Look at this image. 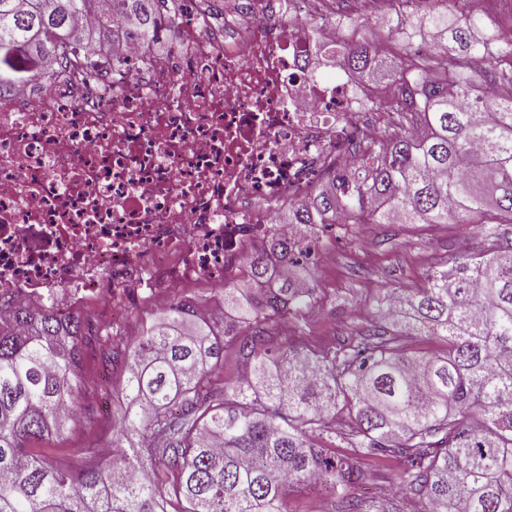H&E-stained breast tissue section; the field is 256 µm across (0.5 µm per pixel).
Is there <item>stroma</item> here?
<instances>
[{
	"mask_svg": "<svg viewBox=\"0 0 512 512\" xmlns=\"http://www.w3.org/2000/svg\"><path fill=\"white\" fill-rule=\"evenodd\" d=\"M311 13L329 29H336L339 39L348 30L337 26V15L362 21L373 29L378 44L386 46L389 64L398 61L390 52L391 38L379 30L364 0H312ZM488 247L485 227L481 224H348L340 238H327L309 261V279L318 296V318L308 320L302 344L305 350L326 352L352 336L371 319L375 299L384 290L423 287L433 266L454 263L461 256L479 254ZM83 386L96 397L94 410L53 440L43 441L49 459L72 474L109 460L112 445V421L109 410L118 408L123 399L125 377L121 366L105 371L96 349L85 350L82 359ZM348 415L338 420L339 433L320 441L325 453L358 457L349 437ZM362 480L357 494L376 497L388 503L391 512H415L408 497L393 495L403 465L392 458L358 457Z\"/></svg>",
	"mask_w": 512,
	"mask_h": 512,
	"instance_id": "stroma-1",
	"label": "stroma"
}]
</instances>
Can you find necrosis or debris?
I'll list each match as a JSON object with an SVG mask.
<instances>
[{
    "label": "necrosis or debris",
    "mask_w": 512,
    "mask_h": 512,
    "mask_svg": "<svg viewBox=\"0 0 512 512\" xmlns=\"http://www.w3.org/2000/svg\"><path fill=\"white\" fill-rule=\"evenodd\" d=\"M178 46L124 41L0 99V297L82 307L105 284L219 288L252 243L375 129L374 97L313 75L328 35L309 0L257 14L232 39L186 9Z\"/></svg>",
    "instance_id": "1"
}]
</instances>
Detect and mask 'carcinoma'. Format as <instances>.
<instances>
[{
	"instance_id": "cac0c4a2",
	"label": "carcinoma",
	"mask_w": 512,
	"mask_h": 512,
	"mask_svg": "<svg viewBox=\"0 0 512 512\" xmlns=\"http://www.w3.org/2000/svg\"><path fill=\"white\" fill-rule=\"evenodd\" d=\"M180 11L164 15L154 0H0V97L93 37L75 26L80 15L95 13L99 32L126 18L125 36L150 47ZM405 21L409 32L391 31L402 46L426 31L437 41L404 59L366 104L385 114L380 138L358 143L357 168L283 212L281 223L301 232L270 231L271 250L254 253L240 277L252 289L224 285V335L237 339L244 380L215 377L219 333L197 320L192 301L171 303L123 353L118 453L76 478L30 444L77 418L83 348L97 347L110 367L121 329L10 304L0 320V512H167L169 495L181 512H282L284 498L306 487L335 512H389L353 494L362 477L353 459L314 444L336 434L345 409L357 452L404 462L400 490L420 512H512V244L438 265L422 288L384 293L376 320L330 352L307 353L296 338L269 354V327L291 321L302 331L316 299L304 274L314 246L306 227L484 224L490 214L512 224V71L497 75L480 111L462 107L483 87L467 59L512 56V46L499 48L493 24L465 11L428 7ZM331 54L349 73L381 64L362 36ZM450 66L452 78L421 80ZM418 336L447 349L418 355Z\"/></svg>"
}]
</instances>
